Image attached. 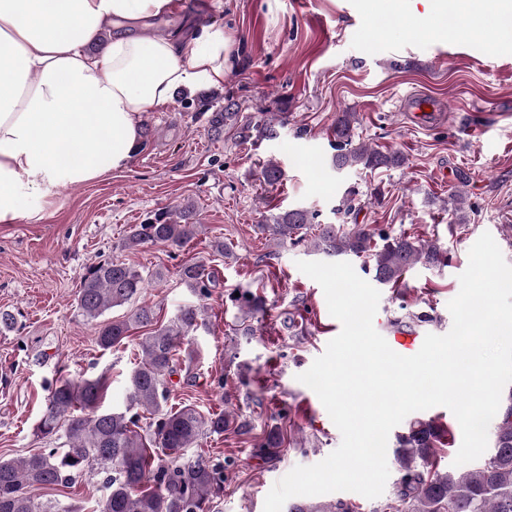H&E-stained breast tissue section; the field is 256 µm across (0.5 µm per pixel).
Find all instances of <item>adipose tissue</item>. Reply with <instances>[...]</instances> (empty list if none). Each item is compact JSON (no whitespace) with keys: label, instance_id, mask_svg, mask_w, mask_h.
I'll list each match as a JSON object with an SVG mask.
<instances>
[{"label":"adipose tissue","instance_id":"obj_1","mask_svg":"<svg viewBox=\"0 0 512 512\" xmlns=\"http://www.w3.org/2000/svg\"><path fill=\"white\" fill-rule=\"evenodd\" d=\"M173 0H0V224L38 219L29 199L126 167L140 122L177 89L223 85V27L155 32ZM110 41L87 53L101 32Z\"/></svg>","mask_w":512,"mask_h":512}]
</instances>
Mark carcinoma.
<instances>
[{
    "label": "carcinoma",
    "instance_id": "1",
    "mask_svg": "<svg viewBox=\"0 0 512 512\" xmlns=\"http://www.w3.org/2000/svg\"><path fill=\"white\" fill-rule=\"evenodd\" d=\"M286 117L254 122L240 113L213 112L211 129L221 134L226 126H240L241 133L256 139H273ZM359 118L355 112H338L330 128L335 153L331 165L338 171L395 169L405 164L398 150H380L358 140ZM263 182L278 184L282 169L267 161L261 170ZM187 203L173 211L159 210L127 231L125 246L164 245L179 249L193 239L200 225ZM317 214L294 208L271 217L262 225L277 241H305L318 254L353 255L369 262V270L381 284H398L402 274L415 264L439 265L446 252L436 244L406 232L393 233L369 224H317ZM182 283L201 299L212 296L216 280L206 265L187 263L180 270ZM159 277L118 260L90 266L82 276L77 308L93 321L106 311L136 300ZM236 301L250 310L264 306L261 296L250 290L239 292ZM207 308L180 307L169 322L159 320L153 307L143 305L124 320L102 322L96 336L103 350L124 344L132 330L147 328L138 337L141 360L129 376L125 409H101L107 392L103 377L59 378L52 385L46 412L36 434L48 447L19 459H0V512H77L57 500L41 501L34 492L68 488L82 474H105V494L92 512H210L211 500L224 492V464L209 459L184 460L162 457L158 452H177L197 446L205 434H224V413L203 415L196 406L168 405L169 384L181 369L191 371L197 352L189 340L207 328ZM186 347H181V344ZM184 349V359L176 358ZM149 415L144 432L141 418ZM450 430L435 419L414 418L397 436L393 460L398 472L391 512H512V392L496 414L493 448L479 467L456 471L439 468L438 449L448 444ZM284 436L274 428L264 435L256 453L270 456L282 446ZM354 506L339 500L329 506L292 503L288 512H353Z\"/></svg>",
    "mask_w": 512,
    "mask_h": 512
}]
</instances>
